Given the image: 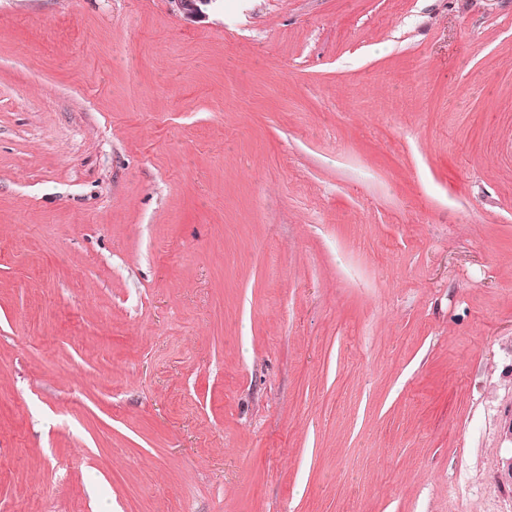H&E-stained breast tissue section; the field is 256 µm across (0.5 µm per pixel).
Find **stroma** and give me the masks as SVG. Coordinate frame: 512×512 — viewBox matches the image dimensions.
I'll return each mask as SVG.
<instances>
[{
    "label": "stroma",
    "instance_id": "obj_1",
    "mask_svg": "<svg viewBox=\"0 0 512 512\" xmlns=\"http://www.w3.org/2000/svg\"><path fill=\"white\" fill-rule=\"evenodd\" d=\"M512 0H0V512H512ZM175 10L185 19L200 23L208 18L207 9L217 0H170Z\"/></svg>",
    "mask_w": 512,
    "mask_h": 512
}]
</instances>
